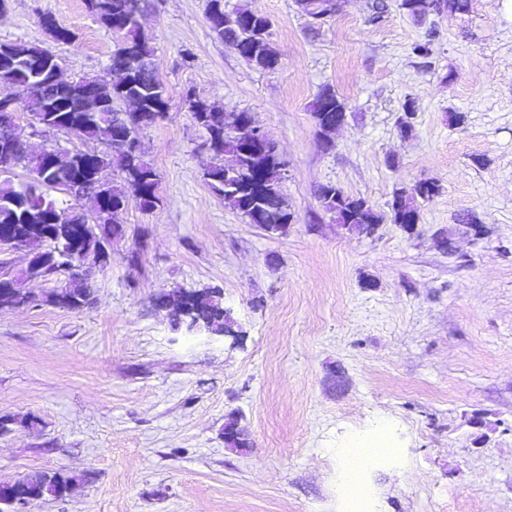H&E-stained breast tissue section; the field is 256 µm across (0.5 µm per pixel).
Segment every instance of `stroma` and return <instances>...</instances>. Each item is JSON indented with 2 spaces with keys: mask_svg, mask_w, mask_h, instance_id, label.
Masks as SVG:
<instances>
[{
  "mask_svg": "<svg viewBox=\"0 0 512 512\" xmlns=\"http://www.w3.org/2000/svg\"><path fill=\"white\" fill-rule=\"evenodd\" d=\"M385 2L380 22L373 0H339L316 25L295 0H250L272 21L279 62L264 70L216 37L208 0H150L168 106L138 138L159 203L125 209L108 264L85 262L92 305L49 304L59 274L0 310V483L81 478L24 512H347L344 451L380 434L392 454L362 475L366 512H512V0L422 21ZM431 29L436 51L419 57ZM0 42L49 47L75 79L107 78L119 45L87 0H0ZM326 87L347 106L329 135L310 108ZM191 96L250 113L276 144L286 232L208 186ZM16 124L35 150L106 149L34 135L22 110ZM425 180L440 192L404 231L394 192ZM325 184L364 198L376 233L325 212ZM202 288L221 290L239 340L189 335L155 305ZM233 412L249 447L224 442Z\"/></svg>",
  "mask_w": 512,
  "mask_h": 512,
  "instance_id": "stroma-1",
  "label": "stroma"
}]
</instances>
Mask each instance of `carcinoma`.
Returning a JSON list of instances; mask_svg holds the SVG:
<instances>
[{
    "mask_svg": "<svg viewBox=\"0 0 512 512\" xmlns=\"http://www.w3.org/2000/svg\"><path fill=\"white\" fill-rule=\"evenodd\" d=\"M148 0H89V7L99 20L111 26L112 16L121 14L129 19V27L119 34L121 46L112 54L110 63L111 80L99 82L103 97L111 103L105 111L93 116L84 112V105L77 93V85L82 82H94V77H82L76 80L70 93L60 104L57 111H50L52 94L49 88L54 72L63 70L60 58L50 50L35 44L0 43V75L13 74L24 82L29 81L32 92L26 98L23 109L33 115L50 117L52 126L65 131L74 130L79 119H84L80 133L88 139L100 141L106 145L113 143L115 122L123 119L133 130L147 126L156 120L149 98L154 95L153 86L142 84L139 90L144 100L136 112H120L114 103L125 101L122 82L132 71L153 67V48L134 16L142 13ZM448 4L450 11H463L467 8V0H400L398 8L413 17L422 18L428 14L441 11L442 4ZM208 20L217 38L226 44L237 47L250 40L257 44L258 52L249 62L262 69H273L278 58L272 49L269 36L271 21L263 13L257 16V26L247 31L230 25V13L224 10V0H209ZM189 109L196 123L204 128L209 136L210 147L218 155H231L235 152L233 137L224 132V111L215 104L188 100ZM346 104L331 88L323 89L312 103V114L316 124L325 128V121L333 120L336 113L345 112ZM101 170L107 171L117 167L125 173V183L118 186L109 184L112 197L127 207L133 203V188L137 181L146 175H156L154 168L141 155L133 154L118 148L100 156ZM268 185L266 205L258 213L244 209V200L240 191L232 190L225 184L224 164L219 163L205 173V179L211 189L224 199V205L242 214L252 224L261 226L271 234L285 232L287 225L277 219L279 213L289 214L288 205L281 191V167L273 162L267 164ZM62 190L60 181L55 174L49 172L39 178V182H15L14 167L0 165V223L4 224L21 217L27 218V224H38V216L62 210L52 193ZM439 193V185L432 181H423L411 187L403 186L396 190L391 204V221L399 223L398 212L409 209L419 213L417 200L427 202ZM318 198L327 212L336 211L339 223L351 231L368 233L369 227L378 225L382 217L376 214L362 198H353L334 184H326L319 188ZM121 233L117 222L100 224L93 227L90 240L92 249H97L104 240ZM198 316L220 330L230 325L225 317L223 299L220 290L208 288L196 301ZM226 444L235 448L249 446L248 432L240 425L239 417L229 415L224 425ZM28 480L36 489V498L48 495L60 496L66 487L79 480V476L67 472L36 471L27 475Z\"/></svg>",
    "mask_w": 512,
    "mask_h": 512,
    "instance_id": "cac0c4a2",
    "label": "carcinoma"
}]
</instances>
